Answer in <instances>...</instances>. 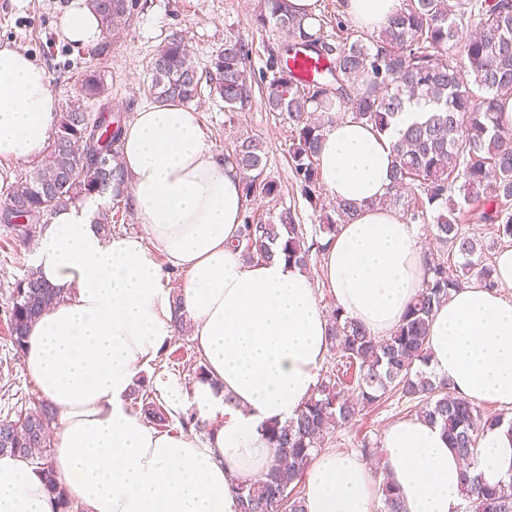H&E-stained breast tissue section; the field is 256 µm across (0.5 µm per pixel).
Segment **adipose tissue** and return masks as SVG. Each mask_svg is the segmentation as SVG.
Segmentation results:
<instances>
[{"label": "adipose tissue", "instance_id": "ef3b65f1", "mask_svg": "<svg viewBox=\"0 0 512 512\" xmlns=\"http://www.w3.org/2000/svg\"><path fill=\"white\" fill-rule=\"evenodd\" d=\"M401 0H346L359 27L378 29ZM56 29L76 46L104 36L87 0H71ZM46 70L16 45L0 46V179L42 158L56 123ZM407 103L385 134L353 117L324 132L320 180L334 201L358 203L323 253V275L344 317L382 338L420 291L426 255L415 225L378 201L391 185L392 144L425 121ZM122 161L138 236L104 234L86 206L53 213L34 266L63 291L31 327L24 367L58 415L53 466L82 512H236L232 485L267 471L269 421L295 417L319 382L329 323L305 270L284 257L244 262L235 245L246 200L242 174L205 139L196 111L175 102L143 106L122 136ZM183 269L163 283L162 264ZM496 288L479 280L435 312L430 368L477 404L512 409V249L497 258ZM183 314L206 373L170 389L171 409L191 404L209 435L163 433L132 412L138 372L177 332ZM378 466L334 448L305 478V512H377L381 488H397L405 512H459L464 464L440 425L417 416L383 432ZM475 472L488 485L512 481V423L482 429ZM0 512H53L42 474L0 455Z\"/></svg>", "mask_w": 512, "mask_h": 512}]
</instances>
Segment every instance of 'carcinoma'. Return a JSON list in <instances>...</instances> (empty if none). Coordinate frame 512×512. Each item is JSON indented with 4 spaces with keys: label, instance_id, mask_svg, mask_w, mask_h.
<instances>
[{
    "label": "carcinoma",
    "instance_id": "1",
    "mask_svg": "<svg viewBox=\"0 0 512 512\" xmlns=\"http://www.w3.org/2000/svg\"><path fill=\"white\" fill-rule=\"evenodd\" d=\"M104 33L137 5V0H89ZM474 34L459 39L462 22ZM260 26L273 25L291 42L314 50L329 61L326 78L301 82L285 71L284 59L271 56L272 78L263 87L271 112H285L293 123L288 153L291 170L310 203L320 206L318 231L334 237L338 226L357 212L354 202L320 205L317 153L325 123L313 109L331 110L335 102L350 106L351 115L387 132L404 104L415 98L431 105V115L401 133L393 144L392 192L380 204L403 206L410 220L432 216L436 240L446 252L426 257V278L396 329L378 339L337 308L329 316L328 352L340 354V367L322 378L295 418L268 423L264 437L274 449L265 476L233 489L239 512H305L299 488L313 453L334 430L359 412L379 404L388 393L418 401L416 414L441 425L451 448L466 460L474 456L478 433L501 423L502 416L484 412L456 394L446 380L424 370L429 363L427 336L432 317L452 291L476 278L495 287V268L475 258L477 239L464 231L458 214L474 199L483 201L479 221L489 226L496 242L512 240V213L501 209L512 200V143L500 132L501 101L512 96V0H402L401 8L375 35L352 42H328L322 28L304 27L288 0H261ZM460 46L459 53L452 52ZM245 47L227 41L212 61V92L227 112L243 102L251 87ZM151 94L158 103H188L198 96L200 77L185 40L174 33L152 56ZM107 88L100 76L85 74L75 98L60 113L49 139L48 161L31 178L18 180L0 205V224L18 226L30 237L24 219L39 228L61 208L78 206L89 196L117 198L124 191L120 161L125 118L104 109L92 114L82 101L100 98ZM262 141L236 142L227 159L243 173L245 198L279 194L276 181L263 176ZM237 248L249 261L271 260L279 254L302 267L311 261L301 225L291 212L277 224L243 225ZM62 298L60 289L32 269L17 281L11 296L9 329L23 351L31 325ZM146 419L164 425L168 412L145 381L131 391ZM56 409L41 403L38 410L15 420H0V453L27 456L38 465L55 512H72V502L49 459L48 434ZM465 512H512V481L489 486L474 472L463 474L460 489ZM383 510L403 512L396 490L382 488Z\"/></svg>",
    "mask_w": 512,
    "mask_h": 512
}]
</instances>
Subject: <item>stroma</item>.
<instances>
[{"mask_svg": "<svg viewBox=\"0 0 512 512\" xmlns=\"http://www.w3.org/2000/svg\"><path fill=\"white\" fill-rule=\"evenodd\" d=\"M70 0H0V44L8 42L27 49L49 75V87L60 108H67L84 71L100 73L107 88L106 99L85 100L87 111L102 107L133 120L136 112L150 102L152 55L175 32L181 33L199 69L205 72L226 40H239L248 51L252 73L251 97L234 116H226L224 102L202 88L190 106L212 149L231 151L236 140L252 137L264 142V173L280 186L274 198H256L246 203V219L277 222L282 211H291L307 234H314L318 213L302 194L290 169L288 147L293 127L287 114L267 111L262 103L263 73L269 53L289 42L279 29L262 28L255 22L259 0H138L124 28L103 37L97 44L77 47L58 35L55 21ZM39 236L22 239L12 227L0 224V419L18 418L38 407L42 399L25 372L22 356L8 331V308L15 282L33 266ZM202 363L189 333L174 336L156 359L139 373L153 389L185 386L196 377ZM413 402L393 395L374 411L361 412L339 428L328 440L331 448L353 450L362 443L377 448L385 427L394 419L414 415Z\"/></svg>", "mask_w": 512, "mask_h": 512, "instance_id": "obj_1", "label": "stroma"}]
</instances>
